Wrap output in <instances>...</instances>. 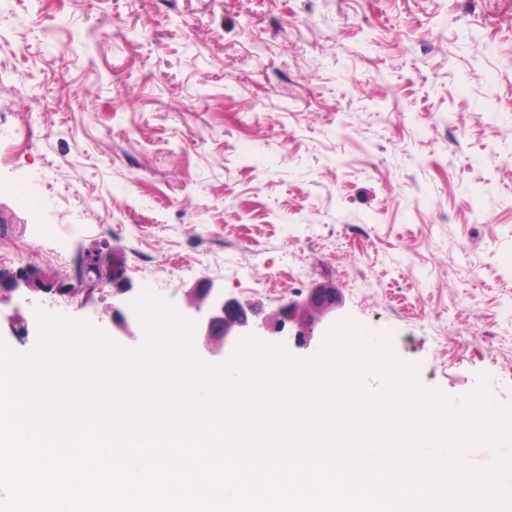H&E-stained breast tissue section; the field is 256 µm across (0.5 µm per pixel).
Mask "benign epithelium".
Returning <instances> with one entry per match:
<instances>
[{"instance_id": "benign-epithelium-1", "label": "benign epithelium", "mask_w": 512, "mask_h": 512, "mask_svg": "<svg viewBox=\"0 0 512 512\" xmlns=\"http://www.w3.org/2000/svg\"><path fill=\"white\" fill-rule=\"evenodd\" d=\"M261 309L254 304H242L234 298H225L221 289L208 284L202 299L188 306L183 316L195 321V334L209 339L232 336H262L270 330V318L260 317Z\"/></svg>"}]
</instances>
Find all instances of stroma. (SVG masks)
Wrapping results in <instances>:
<instances>
[{
    "label": "stroma",
    "mask_w": 512,
    "mask_h": 512,
    "mask_svg": "<svg viewBox=\"0 0 512 512\" xmlns=\"http://www.w3.org/2000/svg\"><path fill=\"white\" fill-rule=\"evenodd\" d=\"M1 183L43 256L0 300L15 353L40 309L135 349L111 314L145 291L324 289L424 386L512 403V0H0ZM93 249L119 280L81 279Z\"/></svg>",
    "instance_id": "obj_1"
}]
</instances>
